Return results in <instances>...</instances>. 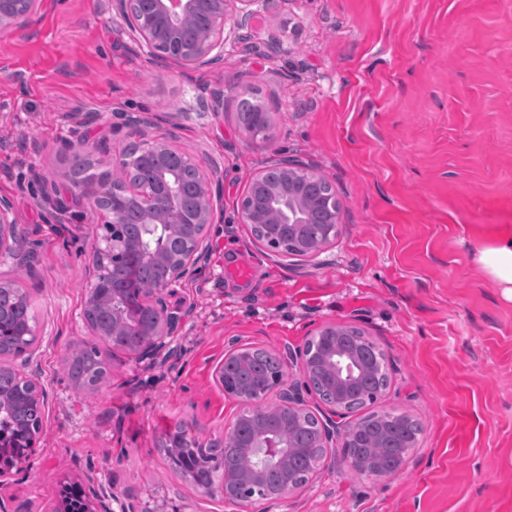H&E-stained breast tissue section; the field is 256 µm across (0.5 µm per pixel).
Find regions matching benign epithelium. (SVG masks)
Wrapping results in <instances>:
<instances>
[{"label":"benign epithelium","mask_w":512,"mask_h":512,"mask_svg":"<svg viewBox=\"0 0 512 512\" xmlns=\"http://www.w3.org/2000/svg\"><path fill=\"white\" fill-rule=\"evenodd\" d=\"M270 0H208L212 7V23L200 33L195 41L181 46L178 37L183 26L199 10L201 0H151L150 11L137 15L131 10L133 0H111L112 13L123 19L133 35L137 48L150 55L156 53L172 61L187 71H198L212 65L224 57V48L246 40L263 17V11ZM42 0H0V32L9 35H23L34 24L41 10ZM150 124L146 117L129 118L125 123L129 133L142 139L141 150L147 154L164 153L169 162L154 170L153 179L141 178L125 184L122 189H112V207L105 210L109 222L117 224L122 217L120 202L128 196L141 200L142 208L149 216L144 225L142 237L137 246L123 248L125 260L122 274H111L112 242L93 235V246L97 261L93 263L89 290L101 292L108 289L112 302L119 307L112 309V335L125 330L137 332L139 340L135 346L139 358L155 359L169 345V339L179 331L183 316L170 311L167 303L169 288L173 285L200 277L206 268L209 240L203 231L196 229L187 234L180 231V218L183 198L181 169L189 168L196 174L198 183L197 209L189 219L191 224L215 223L213 186L218 182L216 169L207 168L194 156L175 145V139L153 141L144 139V127ZM279 170L283 174L285 187L275 189L272 196L252 199L243 197L238 203V212L245 224H263L267 211L274 208L276 223L304 224L308 210L302 199L301 189L310 181L319 180L305 163L293 159H280L258 171L253 180H262L269 171ZM79 195L94 201L106 192L107 186L95 179L74 184ZM321 208L326 210L325 223L328 231L317 243H310L306 252L314 254L327 242L336 238L340 212L336 210V196L329 193L320 199ZM166 215L168 223L157 224L155 217ZM183 254L176 263L167 265L164 278L146 296L140 288V269L144 265L164 263L175 248ZM31 254L26 234L20 225L13 202L0 197V263L11 259L16 263L26 261ZM358 361L353 355L340 349H333L319 364L334 378L336 402L327 408L325 419L319 421L315 447L323 449L317 454L315 470L324 466L329 451L336 446V440L344 439L343 447H350L349 427L340 421L350 408L351 382ZM286 367H297L302 382L291 383L281 392L280 404L291 415L306 412L301 388H309L308 374L314 369L306 348L291 351L285 360ZM24 399L32 417L30 431L25 440L15 441V445L30 447L33 444L37 427L42 424L46 408V389L39 379L33 376H20ZM229 398L246 407L244 414L253 418L251 430L242 433L232 427L226 434L238 448L241 467L232 472H224L220 485H206L201 488L205 494H219L224 501L236 503L244 500V493L265 499L280 500L294 495L300 488L290 482L268 492L261 485V477L270 463L283 464L288 459L293 445L284 431L266 425L264 413L250 409L255 402L263 399L266 392L236 387L226 391ZM89 486L84 494L87 512H112L111 501L117 496L107 487L88 477Z\"/></svg>","instance_id":"1"}]
</instances>
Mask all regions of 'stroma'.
Instances as JSON below:
<instances>
[{"label": "stroma", "mask_w": 512, "mask_h": 512, "mask_svg": "<svg viewBox=\"0 0 512 512\" xmlns=\"http://www.w3.org/2000/svg\"><path fill=\"white\" fill-rule=\"evenodd\" d=\"M213 87L224 110L200 113ZM244 97L270 112L267 136L236 127ZM80 105L98 118L77 136ZM183 109L178 148L221 181L206 269L169 296L187 318L168 355L106 353L103 380L78 388L64 367L90 337L104 218L71 199L69 154L109 166L132 143L116 113L156 115L145 134L162 140ZM286 158L341 202L315 254L279 255L237 211L253 175ZM0 195L36 244L0 280L33 295L30 371L47 393L24 468L0 477L6 512H53L63 486L91 476L144 512H512V300L475 260L512 229V0H275L248 41L190 75L138 50L109 0H44L27 35L0 34ZM331 323L385 352L375 410L421 426L395 476L355 475L338 450L297 496L234 504L172 469L168 427L210 440L241 411L215 380L231 342L283 354Z\"/></svg>", "instance_id": "1"}]
</instances>
